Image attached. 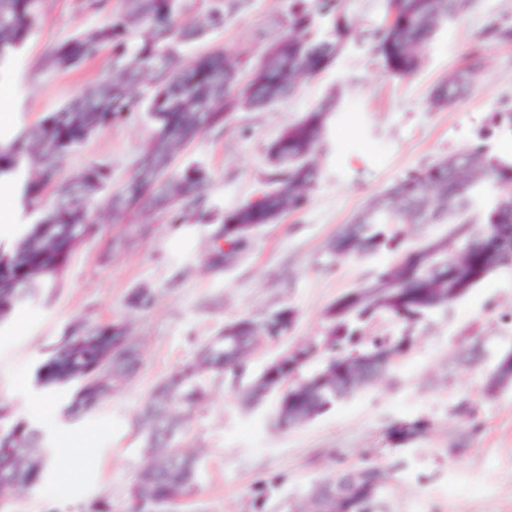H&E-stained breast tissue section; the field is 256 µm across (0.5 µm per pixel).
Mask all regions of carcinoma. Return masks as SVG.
Wrapping results in <instances>:
<instances>
[{
	"label": "carcinoma",
	"mask_w": 512,
	"mask_h": 512,
	"mask_svg": "<svg viewBox=\"0 0 512 512\" xmlns=\"http://www.w3.org/2000/svg\"><path fill=\"white\" fill-rule=\"evenodd\" d=\"M41 2L0 0V64L14 57L36 28ZM469 2L391 0L390 20L373 33L387 70L398 77L416 73L424 46ZM241 5L242 0H212L201 18L183 23L181 0H120L116 8L112 0H82L84 11L106 15L105 22L55 46L43 58L41 70L74 68L103 50L121 67L39 125L0 140V182L15 183L25 208L34 215L10 246L0 247V322L32 289L53 287L58 268L67 267L76 248L95 231L96 212L90 204L107 182L108 172L91 166L73 181L58 185L57 167L72 149L138 110L134 85L147 77L153 80L149 112L156 127L131 175L107 197L106 207L117 216L143 203L168 211L174 219L184 205L203 208L200 189L208 173L196 167L168 175L173 157L198 134L222 131L237 112L273 107L295 92L301 80L329 67L352 36L343 0H292L286 32L254 65L245 87L238 84L239 61L226 53L174 67L180 47L224 22ZM485 38L511 42L512 26L494 19ZM469 89L468 70H456L433 89L431 104L450 109ZM338 99L337 93H330L270 144L271 171L264 187L256 199L225 214V227L215 235L207 255L210 266H224V244L244 252L252 241L251 232L307 206L319 173L317 149ZM485 139L482 133L469 147L408 174L371 199L337 232L330 251L352 256L382 248L399 250L397 224L448 225V234L405 251L398 263L379 269L370 282L325 310L326 344L333 356L322 369L279 394L276 427L288 429L314 418L387 373L394 356L405 349V341H378L355 354L345 351L359 325L373 313L384 311L416 321L463 297L495 270L512 265V157L491 155ZM50 185L55 186V205L41 210L38 200ZM34 269L42 270L43 277L31 282L28 275ZM294 323L295 312L286 307L268 312L260 321L242 319L228 325L222 340L206 345L196 359L154 388L139 418L153 454L134 484L132 512H165L171 500L194 493L197 454L170 448L168 442L202 395L197 383L200 373H243L258 337L279 339ZM312 354V348L306 347L280 364H271L244 396L245 402L278 390ZM141 363V349L124 324L87 328L76 323L38 366L35 378L45 389L73 387L64 408L73 417L95 410L130 381ZM427 430L428 423L416 419L391 426L389 437L406 433L420 438ZM48 459L39 430L22 422L0 427V501L18 489L36 486ZM372 483L382 490L385 476L368 462L341 469L333 480L312 485L309 512H368L364 495Z\"/></svg>",
	"instance_id": "carcinoma-1"
}]
</instances>
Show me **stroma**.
<instances>
[{
  "instance_id": "stroma-1",
  "label": "stroma",
  "mask_w": 512,
  "mask_h": 512,
  "mask_svg": "<svg viewBox=\"0 0 512 512\" xmlns=\"http://www.w3.org/2000/svg\"><path fill=\"white\" fill-rule=\"evenodd\" d=\"M291 0H246L224 23L184 48L181 65L213 51L235 55L251 68L284 33ZM354 36L344 53L318 76L305 79L275 109L237 112L223 134L198 136L174 159L180 172L201 167L203 210H186L182 223L163 211L130 212L113 223L99 214V229L75 252L56 287L44 288L0 323V403L10 422L43 434L54 462L43 481L16 491L0 512H87L105 497L112 512H129L131 489L151 445L138 416L155 385L194 357L226 325L261 320L286 306L296 321L287 336L261 341L242 375L205 373V395L195 403L175 440L200 458L197 490L179 512H288L311 485L337 470L372 462L387 476L378 512H512V387L489 395L488 374L512 348V266L415 322L378 313L360 326L355 350L378 340H407L389 373L287 431L274 428L278 395L252 406L243 396L285 353L314 346L299 371L307 377L332 352L324 344L326 308L362 287L379 267L399 262L387 249L332 258L328 244L372 198L410 172L473 142L483 129L492 154L512 156V122L493 123L492 109L512 105V42L483 41L490 19L512 25V0H471L448 20L423 51L413 76L385 69L374 31L385 24L389 0H343ZM103 15L82 11L79 0H46L39 27L22 50L0 67V136L10 137L57 111L79 91L112 71L109 53L78 68L42 73L50 49ZM484 44V63L471 68L470 50ZM470 68L473 91L450 109L430 106L432 88L449 71ZM339 106L318 153L319 177L307 207L264 225L231 266L207 267L203 251L222 228L225 213L254 198L268 171L266 150L282 130L312 110L330 91ZM155 124L146 111L105 128L62 161L59 180L90 166L105 167L109 188L131 174ZM145 289L149 309L128 297ZM128 324L144 355L137 374L91 413H64L66 392L35 383V370L74 322ZM477 359H468L471 348ZM422 418L429 429L411 445L387 435L398 421ZM277 485L264 502L256 491Z\"/></svg>"
}]
</instances>
